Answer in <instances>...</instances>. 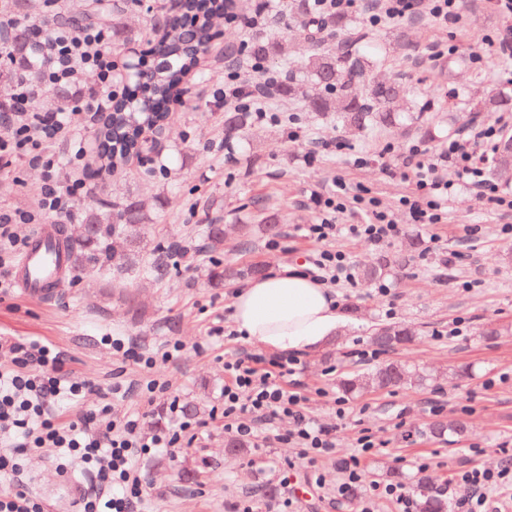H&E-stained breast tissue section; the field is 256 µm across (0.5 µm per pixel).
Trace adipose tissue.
<instances>
[{
  "label": "adipose tissue",
  "instance_id": "obj_1",
  "mask_svg": "<svg viewBox=\"0 0 512 512\" xmlns=\"http://www.w3.org/2000/svg\"><path fill=\"white\" fill-rule=\"evenodd\" d=\"M235 330L282 353L321 346L341 324L328 288L299 267H279L248 282L232 299Z\"/></svg>",
  "mask_w": 512,
  "mask_h": 512
}]
</instances>
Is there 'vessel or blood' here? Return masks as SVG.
Here are the masks:
<instances>
[{"label": "vessel or blood", "instance_id": "vessel-or-blood-1", "mask_svg": "<svg viewBox=\"0 0 512 512\" xmlns=\"http://www.w3.org/2000/svg\"><path fill=\"white\" fill-rule=\"evenodd\" d=\"M69 266V247L57 224H42L29 237L18 262L15 282L25 297L41 302L51 301L59 296L67 283ZM79 490V484L61 478L53 487L46 489L45 494L67 507Z\"/></svg>", "mask_w": 512, "mask_h": 512}]
</instances>
